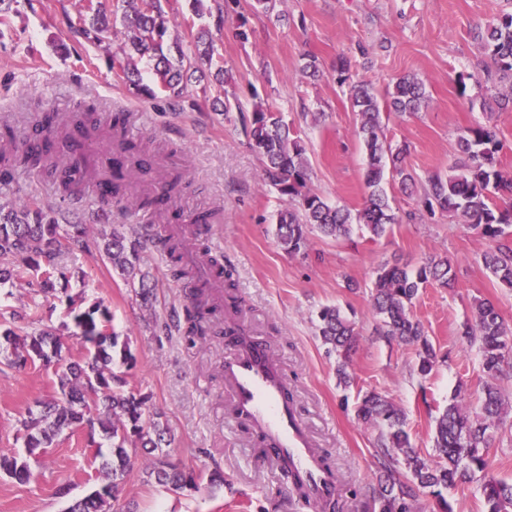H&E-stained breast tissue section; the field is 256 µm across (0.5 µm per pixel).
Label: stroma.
Here are the masks:
<instances>
[{"mask_svg":"<svg viewBox=\"0 0 512 512\" xmlns=\"http://www.w3.org/2000/svg\"><path fill=\"white\" fill-rule=\"evenodd\" d=\"M251 2L205 0L199 16L189 0H171L170 37L190 49L201 28L214 29L213 65L233 75L227 84L213 76L190 83L178 99L129 95L113 65L123 34L90 43L71 33L88 0H21L17 12L0 23V150L30 139L45 111L64 121L78 104L95 106L102 137L112 133L107 116L125 112L126 140L144 144L147 162L161 164L158 177L174 182L176 208L187 215L214 212L206 247L232 268L239 298L231 307L214 297L221 315L206 338L188 340L179 328L188 305L185 290L172 276L167 251L158 250L137 221L136 202L152 191L148 181L129 174L124 199L104 207L91 191L64 197L50 178L20 173L0 185V204L39 206L63 225L80 220L87 247L64 258L54 299L39 301L36 286L21 281L11 287L7 304L20 313L38 308L30 330L55 329L67 338L66 357L79 360L85 349L70 335L69 309L103 301L112 311L113 330L137 356L127 373L130 388L145 395L147 411L162 412L171 429L173 461L224 474L223 486L179 494L144 482L141 464H134L124 497L137 502L140 512H314L297 497L287 473L257 456L231 414L222 372L224 332L240 320L268 342L317 448L339 471L340 512H371L380 469L377 433L357 422L344 397L361 389L386 395L404 412L414 448L434 460L435 420L448 402L458 400L472 413L481 405L485 377L475 349L460 334L474 319V299L492 301L512 325V290L485 270V241L459 216L429 215L421 205L426 178L447 172L466 127L495 126L503 144L499 164L512 172V107L496 106L502 87L488 79L474 38L477 26L512 12V0H277L270 15L255 12ZM242 27L248 40L237 35ZM311 54L318 64L313 77L303 71ZM342 58L352 80L371 82L378 95L407 75L425 86L420 112L382 114L387 142L406 146L415 176L406 190L387 181L389 202L398 213L415 211L420 218L392 225L376 240L358 229L339 241L312 229L307 253L292 258L274 237L277 214L289 202L264 185L245 126L254 104L273 105L306 149L309 187L330 204L357 212L366 194V159L355 135L349 86L336 78ZM218 99L230 103V111H215ZM100 209L109 223L141 238V268L156 285L152 306L141 305L133 286L113 274L99 253ZM433 254L448 256L457 284L421 289L412 308L434 347L448 357L424 378L412 348L378 335L370 287L385 261L397 258L415 267ZM350 280L357 290H348ZM325 305L339 307L359 333L350 367L355 383L347 389L339 386L336 356L316 329ZM55 381L53 368L38 363L19 370L0 356V453L24 454L17 420L53 394ZM94 453L88 427L63 431L30 459L29 482L0 472V512H67L101 483Z\"/></svg>","mask_w":512,"mask_h":512,"instance_id":"35a3bbf8","label":"stroma"}]
</instances>
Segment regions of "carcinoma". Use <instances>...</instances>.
I'll return each mask as SVG.
<instances>
[{
  "label": "carcinoma",
  "instance_id": "carcinoma-1",
  "mask_svg": "<svg viewBox=\"0 0 512 512\" xmlns=\"http://www.w3.org/2000/svg\"><path fill=\"white\" fill-rule=\"evenodd\" d=\"M121 16L127 29L123 49L122 71L132 94L153 98L159 93L168 97L183 95L189 81H201L210 66L213 46L189 55L180 43H169L165 6L170 0H122ZM90 14L79 18L74 33L93 42L101 40L112 27V15L105 4L89 5ZM476 39L489 59L498 82L509 83V93L499 96L497 104L505 108L512 103V13H504L476 31ZM148 60L153 80L144 81L139 63ZM350 100L359 123L356 134L366 155L364 183L367 195L356 215L329 205L308 187L305 148L290 138V128L270 105H255L249 126L252 149L262 158L263 180L294 206L277 215L275 237L290 256L308 248L307 228L317 227L335 240L347 238L352 223L364 226L374 238L387 234L391 225L402 222L390 206L383 187L385 173L399 180L402 187L415 182L404 164L407 148H392L381 124L377 95L371 83L351 85ZM426 102L422 83L402 78L388 93L386 108L401 114L415 113ZM39 138L14 146L11 153L0 151V180L17 172L34 174L52 170L58 188L73 194L78 162L63 164L53 154L56 145V115L43 113L38 121ZM501 141L495 128L477 124L466 128L458 138L459 157L449 167L450 174L434 173L424 190V206L433 213L439 209L458 215L487 243L482 255L485 269L505 288H512V173L497 167ZM76 248L83 241L80 225L62 233L55 217L40 207L14 209L0 205V287L40 278L38 294L54 295L56 276L62 274L59 258L61 239ZM100 252L112 264V270L129 284H138L135 294L148 305L154 288L141 271V242L128 235L122 224L102 230ZM428 285L455 287V273L448 257L433 255L410 269L398 262H386L375 271L370 289L373 309L380 317V332L405 346L418 356V372L426 377L439 363V355L429 340L423 324L412 314L419 289ZM203 289L193 288L191 306L186 313L187 338L206 335L216 306L200 300ZM475 323L463 325L462 335L476 347L482 373L487 378L481 397L480 415L471 417L455 403L448 404L436 420L434 445L438 461L430 464L421 458L405 430V415L391 400L368 390L358 392L354 403L357 420L378 431L376 453L385 469L374 500L377 512H412L415 489L429 490L436 512H453L446 497L448 489L476 482L484 497L485 512H512V483L487 473L485 455L494 441V433L507 414L505 398L495 380L512 372V326L506 324L493 303L484 299L474 302ZM18 315L0 312V343L10 349L8 365L22 368L41 362L59 366L57 389L41 402V409L27 411L18 419L23 431L26 457L0 455V471L20 482L30 476L28 459L50 447L65 429L82 425L98 428L110 442L106 457L96 448L95 457L104 485L76 501L68 512H112L111 503L120 501L125 479L134 461L145 458V482L169 491L199 488L200 476L172 461L169 428L162 414H146V397L128 388L124 373L116 366L131 368L136 357L129 342L119 341L110 330L112 314L102 302L85 311L73 312L77 338L86 349L80 362H67L62 355V336L53 329L28 332L16 325ZM318 332L322 342L336 351L339 360L336 377L349 388L353 376L348 371L350 357L358 345L355 324L339 308L325 306L318 312ZM402 464L405 472L395 469Z\"/></svg>",
  "mask_w": 512,
  "mask_h": 512
}]
</instances>
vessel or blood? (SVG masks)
Returning <instances> with one entry per match:
<instances>
[{
  "mask_svg": "<svg viewBox=\"0 0 512 512\" xmlns=\"http://www.w3.org/2000/svg\"><path fill=\"white\" fill-rule=\"evenodd\" d=\"M117 155V150L108 145L87 151L85 166L92 191L102 188ZM184 259L193 266L197 279L208 282L214 290H222V280L198 259L194 247H187ZM224 382L231 391L233 407L248 418L268 455L290 468L309 500L335 498L340 476L315 447L268 343L254 336L244 344L232 339L224 358Z\"/></svg>",
  "mask_w": 512,
  "mask_h": 512,
  "instance_id": "vessel-or-blood-1",
  "label": "vessel or blood"
}]
</instances>
